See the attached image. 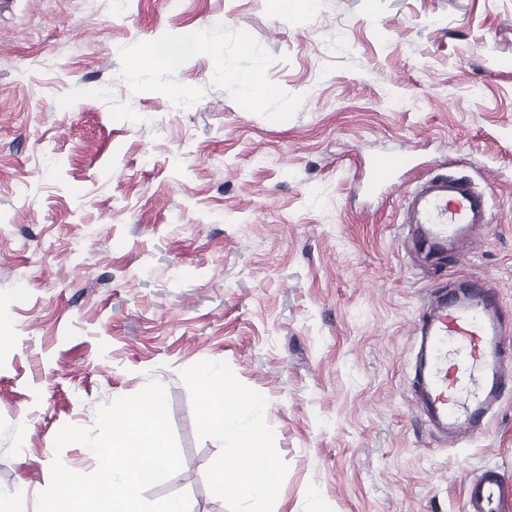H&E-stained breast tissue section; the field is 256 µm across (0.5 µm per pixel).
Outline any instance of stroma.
Returning <instances> with one entry per match:
<instances>
[{"instance_id": "obj_1", "label": "stroma", "mask_w": 512, "mask_h": 512, "mask_svg": "<svg viewBox=\"0 0 512 512\" xmlns=\"http://www.w3.org/2000/svg\"><path fill=\"white\" fill-rule=\"evenodd\" d=\"M446 172L493 222L437 261L399 198ZM475 274L512 307V0H0V492L22 512L54 457L96 469L58 431L152 381L200 478L180 490L245 512L213 490L233 443L200 423L203 367L256 399L275 512H464L467 477L512 479V394L448 445L412 329ZM202 45L198 34H191L188 38L174 45H161L151 49L148 57L155 58H184L194 54ZM411 158L406 154L381 156L373 162V182L377 185H390L394 175L406 168Z\"/></svg>"}]
</instances>
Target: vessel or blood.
I'll return each instance as SVG.
<instances>
[{
    "label": "vessel or blood",
    "mask_w": 512,
    "mask_h": 512,
    "mask_svg": "<svg viewBox=\"0 0 512 512\" xmlns=\"http://www.w3.org/2000/svg\"><path fill=\"white\" fill-rule=\"evenodd\" d=\"M410 163L408 155L373 162V181L389 185ZM408 223L417 225L429 251L447 250L453 239L492 221L483 192L469 180L438 174L404 196ZM421 357L413 388L427 419L453 442L483 434L489 418L512 389V313L487 276H472L463 287L437 292L418 319ZM465 512H512V482L489 467L465 484Z\"/></svg>",
    "instance_id": "vessel-or-blood-1"
}]
</instances>
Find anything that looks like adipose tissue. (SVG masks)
Here are the masks:
<instances>
[{"label":"adipose tissue","mask_w":512,"mask_h":512,"mask_svg":"<svg viewBox=\"0 0 512 512\" xmlns=\"http://www.w3.org/2000/svg\"><path fill=\"white\" fill-rule=\"evenodd\" d=\"M194 381L203 396L201 416L206 427L215 433H232L236 454L232 461L216 468L217 492L232 494L248 502L250 512H272L278 494L275 471L266 467L273 457L264 431L258 425L241 426L237 418L255 403L253 396L235 389L223 371L204 368Z\"/></svg>","instance_id":"adipose-tissue-1"}]
</instances>
